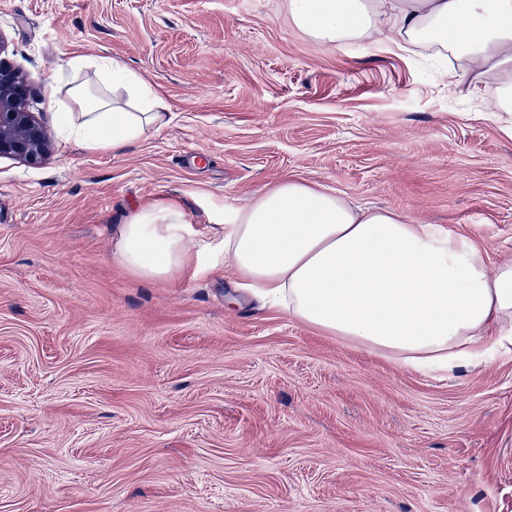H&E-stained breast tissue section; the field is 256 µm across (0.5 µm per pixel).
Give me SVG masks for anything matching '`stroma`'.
Wrapping results in <instances>:
<instances>
[{"label":"stroma","instance_id":"35a3bbf8","mask_svg":"<svg viewBox=\"0 0 512 512\" xmlns=\"http://www.w3.org/2000/svg\"><path fill=\"white\" fill-rule=\"evenodd\" d=\"M141 75L169 114L118 151L65 139L71 59ZM0 59L51 152L0 158V512H512V351L424 372L242 286L227 215L295 178L512 256V112L433 48L360 53L288 0H0ZM178 201L201 270L132 276L112 235Z\"/></svg>","mask_w":512,"mask_h":512}]
</instances>
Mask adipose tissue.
<instances>
[{
  "mask_svg": "<svg viewBox=\"0 0 512 512\" xmlns=\"http://www.w3.org/2000/svg\"><path fill=\"white\" fill-rule=\"evenodd\" d=\"M293 23L339 45L351 37L399 45L434 40L469 71L501 76L489 109L512 111V0H288ZM95 69L78 84L68 137L90 149L122 148L169 117L153 87L107 58L76 57ZM124 90L139 109L115 99ZM196 232L173 202L138 207L112 241L131 275L167 280L200 268ZM224 262L288 315L331 336L389 353L415 370L478 368L512 344V259L491 260L468 234L417 224L404 213L353 206L316 183L286 179L234 210Z\"/></svg>",
  "mask_w": 512,
  "mask_h": 512,
  "instance_id": "ef3b65f1",
  "label": "adipose tissue"
}]
</instances>
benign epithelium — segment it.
Returning a JSON list of instances; mask_svg holds the SVG:
<instances>
[{
    "label": "benign epithelium",
    "mask_w": 512,
    "mask_h": 512,
    "mask_svg": "<svg viewBox=\"0 0 512 512\" xmlns=\"http://www.w3.org/2000/svg\"><path fill=\"white\" fill-rule=\"evenodd\" d=\"M31 98L27 81L0 60V157L37 165L49 155L51 140L46 126L30 110Z\"/></svg>",
    "instance_id": "7a95c632"
}]
</instances>
